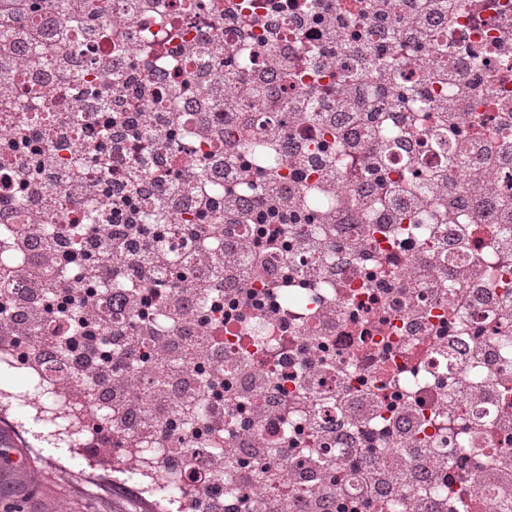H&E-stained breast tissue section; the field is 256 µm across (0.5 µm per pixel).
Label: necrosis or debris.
Wrapping results in <instances>:
<instances>
[{"label": "necrosis or debris", "instance_id": "1", "mask_svg": "<svg viewBox=\"0 0 512 512\" xmlns=\"http://www.w3.org/2000/svg\"><path fill=\"white\" fill-rule=\"evenodd\" d=\"M84 3L0 39V153L29 170L0 184V420L38 448L111 445L152 512H512V0H363L343 25L354 0H109L91 27ZM61 75L151 123L178 195H141L158 171L113 146L139 201L115 226L98 113L59 111ZM246 198L299 219L259 243ZM98 230L103 261L60 258Z\"/></svg>", "mask_w": 512, "mask_h": 512}]
</instances>
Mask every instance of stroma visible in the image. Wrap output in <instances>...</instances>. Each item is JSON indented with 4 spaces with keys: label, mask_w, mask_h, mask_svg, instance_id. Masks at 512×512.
I'll return each mask as SVG.
<instances>
[{
    "label": "stroma",
    "mask_w": 512,
    "mask_h": 512,
    "mask_svg": "<svg viewBox=\"0 0 512 512\" xmlns=\"http://www.w3.org/2000/svg\"><path fill=\"white\" fill-rule=\"evenodd\" d=\"M15 468L0 471V512H127L129 499L120 495L111 478H92L67 465V451L31 448L18 442Z\"/></svg>",
    "instance_id": "35a3bbf8"
}]
</instances>
